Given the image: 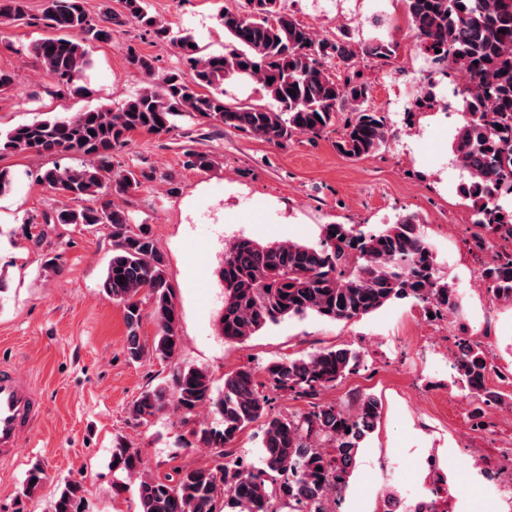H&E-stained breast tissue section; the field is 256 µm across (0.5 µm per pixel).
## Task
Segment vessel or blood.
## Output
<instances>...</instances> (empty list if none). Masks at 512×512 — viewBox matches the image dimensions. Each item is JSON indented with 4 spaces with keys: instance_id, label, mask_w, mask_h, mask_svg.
Returning <instances> with one entry per match:
<instances>
[{
    "instance_id": "obj_1",
    "label": "vessel or blood",
    "mask_w": 512,
    "mask_h": 512,
    "mask_svg": "<svg viewBox=\"0 0 512 512\" xmlns=\"http://www.w3.org/2000/svg\"><path fill=\"white\" fill-rule=\"evenodd\" d=\"M41 412L28 382L8 363L0 362V461L19 462L26 431Z\"/></svg>"
}]
</instances>
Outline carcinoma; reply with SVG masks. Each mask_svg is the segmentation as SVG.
Wrapping results in <instances>:
<instances>
[{
  "mask_svg": "<svg viewBox=\"0 0 512 512\" xmlns=\"http://www.w3.org/2000/svg\"><path fill=\"white\" fill-rule=\"evenodd\" d=\"M409 30L418 48L436 62L448 59L466 75L453 90L464 123L456 129L453 161L467 174L462 194L472 202L474 224L512 237V211L502 200L512 196V0H404ZM119 14L91 17L83 0H47L40 21L52 34L28 48L54 92L83 95L77 84L89 65L87 46L107 42L112 27L136 22L159 40L175 44L183 64L122 104L21 124L0 134V153L36 151L48 155L74 152L87 157L77 168L53 166L38 177L41 184L73 202H85L103 190L126 198L155 171L120 165L112 151L135 132L167 134L182 118L214 121L227 128L285 147L299 134L318 136L348 112L336 149L350 159H365L393 137L386 117L367 105L364 82L336 79V71L354 66L357 51L348 38L320 36L288 14L281 0H244L242 9L224 10L218 22L231 46L205 55L193 35H174L147 8L146 0H123ZM27 18L25 0H0L1 21ZM440 52H435V49ZM397 43L375 37L363 54L392 58ZM127 62L151 77L153 60L135 48ZM250 79L275 102L273 107L231 106L224 101V82ZM184 165L207 169L209 154L188 149ZM51 224H106L111 227L112 258L102 281L103 292L123 305L127 327L126 355L132 362L145 354L139 329L144 316L141 293L151 300L157 326L152 351L163 361L180 348L179 315L166 278V260L147 224H130L125 207L111 201L99 206L65 207L45 219ZM224 310L218 330L224 339L244 342L285 318L314 315L348 321L368 315L390 301L409 298L436 318L459 315L456 291L438 275L436 255L420 225L405 216L384 229L365 234L353 224H326L320 243H260L247 237L230 242L220 270ZM482 280L496 300L512 301V261L482 269ZM349 348L323 349L296 358H281L257 371L243 366L224 375L218 387L202 367L178 368L173 393L146 389L132 401L129 414L144 422L168 402L190 418L208 405L221 416L219 425L189 430L201 448L216 450L213 467L186 466L177 480L149 474L141 452L118 441L112 470L135 480L138 512H278L286 504L294 512H333L341 499L358 448L375 429L382 404L373 395L355 407L321 403L319 396L336 386L358 363ZM492 363L477 345H459L454 368L460 389L475 404L471 420L478 427L481 406H512V396L490 390ZM309 400L305 411L273 413L266 385ZM260 423L263 467L254 471L228 459L239 434ZM44 473L28 471L23 495L42 487ZM81 486L66 484L57 494L54 512H80Z\"/></svg>",
  "mask_w": 512,
  "mask_h": 512,
  "instance_id": "1",
  "label": "carcinoma"
}]
</instances>
